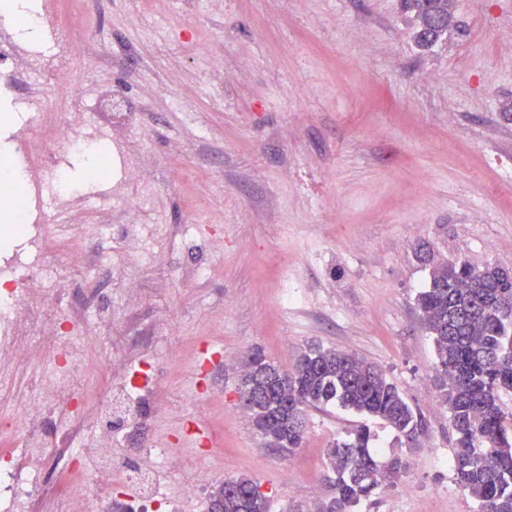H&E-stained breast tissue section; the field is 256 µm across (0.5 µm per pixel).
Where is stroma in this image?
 <instances>
[{
    "label": "stroma",
    "instance_id": "obj_1",
    "mask_svg": "<svg viewBox=\"0 0 512 512\" xmlns=\"http://www.w3.org/2000/svg\"><path fill=\"white\" fill-rule=\"evenodd\" d=\"M463 35L420 50L400 0H100L84 18L88 102L112 92L135 122L113 155H150V184L107 201L86 179L83 152L65 161L78 201L54 222H112L91 249L101 272L71 286L74 304L118 300L123 279L142 290L123 302L134 322L172 321L169 339L114 334L121 358L81 386L122 402L114 381L150 364L158 420L114 455L154 470L160 434L182 443L206 425L212 485L256 480L271 512H315L334 494L325 450L360 425L342 409L307 413L293 456L268 448L242 413L239 388L251 352L284 369L317 344L376 365L419 412L423 428L398 444L371 423L379 461L402 452L414 473L392 480L355 512H476L456 482L454 433L435 385V348L416 305L428 268L417 253L512 269V0H456ZM365 38H354L357 29ZM129 46L108 57L106 47ZM224 59L221 83L202 62ZM424 67L434 83L417 80ZM194 103L176 111L174 98ZM143 212L138 253L123 248L120 206ZM224 240L213 250V235ZM301 303L282 306L285 290ZM179 358H171L172 345ZM223 359L199 370L203 348ZM196 393L206 415L182 406ZM292 470L282 480L283 470Z\"/></svg>",
    "mask_w": 512,
    "mask_h": 512
}]
</instances>
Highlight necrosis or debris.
Masks as SVG:
<instances>
[{
	"label": "necrosis or debris",
	"mask_w": 512,
	"mask_h": 512,
	"mask_svg": "<svg viewBox=\"0 0 512 512\" xmlns=\"http://www.w3.org/2000/svg\"><path fill=\"white\" fill-rule=\"evenodd\" d=\"M31 16L45 37L28 46L0 37V89L12 93L20 79L43 77L57 103L14 110L23 132L11 149L20 177L0 179V375L24 368L38 377L33 387L0 383V512H112V485L128 473L112 452L107 408L77 388L91 367L81 343L92 332L111 337L112 315L89 303L75 306L63 294L89 266L92 234L76 224L56 233L40 195L52 181L58 204H68L72 194L60 183L64 156L112 138L126 111L107 94L96 104L100 118L92 119L83 85L70 75L79 47L77 0H37ZM151 167L149 158L133 159L111 177L93 170L87 179L106 181L122 198L148 183ZM93 425L98 433L87 448L83 435ZM157 454L176 469L191 457L196 463L163 486L141 478L130 512H184L211 479L208 458L193 449L164 447Z\"/></svg>",
	"instance_id": "obj_1"
}]
</instances>
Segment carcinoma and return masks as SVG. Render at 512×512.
<instances>
[{"mask_svg": "<svg viewBox=\"0 0 512 512\" xmlns=\"http://www.w3.org/2000/svg\"><path fill=\"white\" fill-rule=\"evenodd\" d=\"M453 5L454 0H403L419 47L431 49L452 31L464 33ZM417 305L433 336L437 386L455 433V479L476 500L478 512H512V412L502 399L512 393V272L433 260ZM239 399L265 444L282 454L301 447L310 407L339 405L374 418L399 441H412L422 426L420 415L380 369L333 348L309 349L289 371L259 352L250 354ZM374 437L362 426L325 450L335 495L317 512H352L375 493L382 477L406 471L407 460L399 454L378 464ZM269 509L258 483L247 476L224 481L209 504V512Z\"/></svg>", "mask_w": 512, "mask_h": 512, "instance_id": "obj_1", "label": "carcinoma"}]
</instances>
